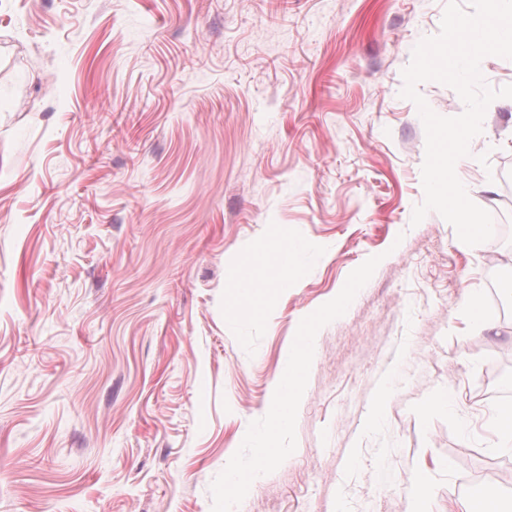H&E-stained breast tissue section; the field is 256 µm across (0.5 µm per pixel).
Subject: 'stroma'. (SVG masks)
<instances>
[{
  "mask_svg": "<svg viewBox=\"0 0 512 512\" xmlns=\"http://www.w3.org/2000/svg\"><path fill=\"white\" fill-rule=\"evenodd\" d=\"M446 3L0 0V512H224L225 464L250 461L315 317L285 455L234 512H412L419 472L429 512L512 499L487 428L512 406L490 286L512 243L411 223L425 131L402 71ZM506 169L499 98L462 175L512 225ZM280 230L299 279L227 313L236 257ZM503 502L495 495L465 497L458 499L450 512H507Z\"/></svg>",
  "mask_w": 512,
  "mask_h": 512,
  "instance_id": "obj_1",
  "label": "stroma"
}]
</instances>
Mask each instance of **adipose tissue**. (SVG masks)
<instances>
[{
    "instance_id": "adipose-tissue-1",
    "label": "adipose tissue",
    "mask_w": 512,
    "mask_h": 512,
    "mask_svg": "<svg viewBox=\"0 0 512 512\" xmlns=\"http://www.w3.org/2000/svg\"><path fill=\"white\" fill-rule=\"evenodd\" d=\"M288 246L285 236L280 235L266 249H253L239 257L233 273L237 276L248 274L251 283L238 286L232 301L233 309L247 310L255 317L265 312L272 297L253 285L254 280L265 271L272 273L277 292H287L300 270L298 255L289 251ZM316 326V320H309L297 341L288 348L281 374L271 388L264 410L266 428L251 437L253 453L249 464L243 465L236 461L226 464L225 500L247 495L265 468L281 459V435L290 428L296 406L304 393L306 361L313 347Z\"/></svg>"
}]
</instances>
